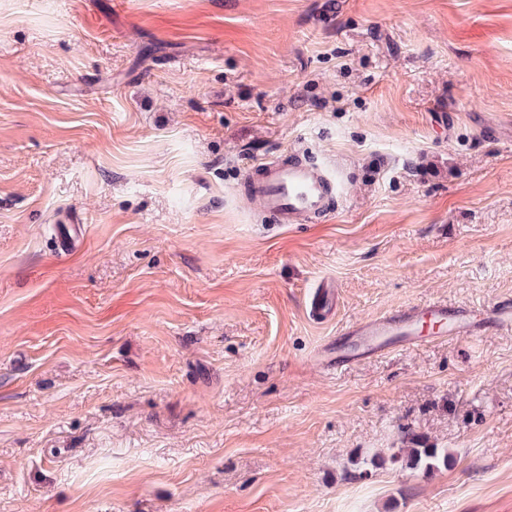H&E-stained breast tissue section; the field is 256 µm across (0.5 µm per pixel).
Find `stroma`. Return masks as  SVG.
I'll return each mask as SVG.
<instances>
[{"mask_svg":"<svg viewBox=\"0 0 512 512\" xmlns=\"http://www.w3.org/2000/svg\"><path fill=\"white\" fill-rule=\"evenodd\" d=\"M507 299L512 0H0V512H512V334L318 362ZM243 186L260 211L281 224L315 222L344 193L332 167L300 158H264L245 173ZM333 306V293L330 288H326L325 284L319 285L313 292L309 311L314 318H325L331 313ZM424 324H433V332H423ZM489 324L498 331L511 333L512 303L497 304L490 309L442 301L405 306L342 329L341 335L348 337L352 349L345 351L337 340L327 342L319 352V361L326 370L337 371L366 357L382 355L398 345H417L423 338L432 341L449 336H480ZM408 462L413 467L424 465L426 469L434 468L435 462L440 459L445 463L448 461V454L442 453L439 448H408Z\"/></svg>","mask_w":512,"mask_h":512,"instance_id":"obj_1","label":"stroma"}]
</instances>
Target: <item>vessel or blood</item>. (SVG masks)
Instances as JSON below:
<instances>
[{"mask_svg":"<svg viewBox=\"0 0 512 512\" xmlns=\"http://www.w3.org/2000/svg\"><path fill=\"white\" fill-rule=\"evenodd\" d=\"M243 186L261 212L274 216L282 224L317 221L328 214L334 200L344 193L332 167L299 158L262 159L245 173ZM332 306L331 289L318 286L310 299L311 315L318 319L327 317ZM427 324L433 327L428 336L435 340L479 336L490 326L511 333L512 303H501L489 309L442 301L401 307L344 328L350 349H343L334 341L328 342L319 352V361L325 369L335 371L399 345L419 344L427 336L423 332Z\"/></svg>","mask_w":512,"mask_h":512,"instance_id":"1","label":"vessel or blood"}]
</instances>
